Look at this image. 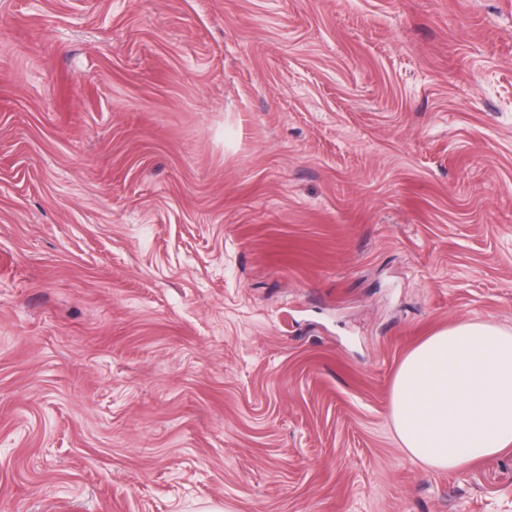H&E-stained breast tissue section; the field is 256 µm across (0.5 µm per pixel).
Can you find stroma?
<instances>
[{
  "label": "stroma",
  "instance_id": "1",
  "mask_svg": "<svg viewBox=\"0 0 512 512\" xmlns=\"http://www.w3.org/2000/svg\"><path fill=\"white\" fill-rule=\"evenodd\" d=\"M512 330V0H0V512H512L404 357Z\"/></svg>",
  "mask_w": 512,
  "mask_h": 512
}]
</instances>
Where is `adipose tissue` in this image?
<instances>
[{"label": "adipose tissue", "instance_id": "adipose-tissue-1", "mask_svg": "<svg viewBox=\"0 0 512 512\" xmlns=\"http://www.w3.org/2000/svg\"><path fill=\"white\" fill-rule=\"evenodd\" d=\"M391 417L407 453L435 470L512 448V331L464 320L428 337L398 369Z\"/></svg>", "mask_w": 512, "mask_h": 512}]
</instances>
